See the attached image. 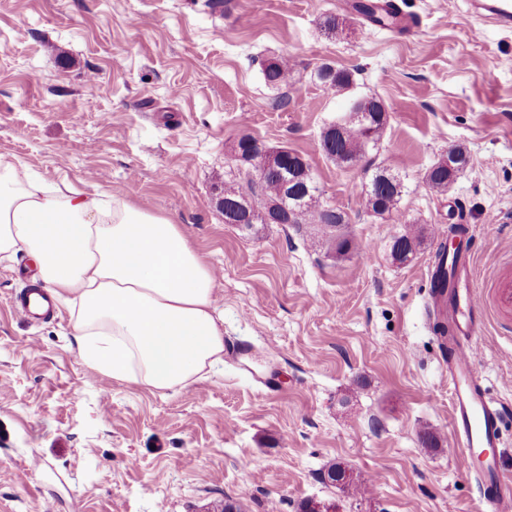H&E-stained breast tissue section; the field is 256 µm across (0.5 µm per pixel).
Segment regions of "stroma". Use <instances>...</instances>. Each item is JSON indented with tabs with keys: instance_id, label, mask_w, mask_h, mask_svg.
Returning a JSON list of instances; mask_svg holds the SVG:
<instances>
[{
	"instance_id": "1",
	"label": "stroma",
	"mask_w": 512,
	"mask_h": 512,
	"mask_svg": "<svg viewBox=\"0 0 512 512\" xmlns=\"http://www.w3.org/2000/svg\"><path fill=\"white\" fill-rule=\"evenodd\" d=\"M398 3L419 18L411 34L336 0H0V158L180 224L218 275L230 350L184 389L112 380L79 358L67 309L35 327L14 314L35 264L0 261V512H486L468 456L449 451L426 272L449 225L475 226L482 280L512 239V31L469 0ZM325 64L349 90L318 80ZM365 95L387 125L337 166L322 132ZM243 134L307 160L358 251L336 257L306 224L225 223ZM453 148L469 167L434 192L425 172ZM378 167L403 184L382 216L361 195ZM407 228L424 238L402 265L391 245ZM478 347L512 475V315L487 312ZM334 464L346 484L324 481ZM317 77L328 88L336 92L347 90L352 85V79L348 72L329 65L322 66L317 72Z\"/></svg>"
}]
</instances>
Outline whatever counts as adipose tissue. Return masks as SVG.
Returning a JSON list of instances; mask_svg holds the SVG:
<instances>
[{
	"instance_id": "ef3b65f1",
	"label": "adipose tissue",
	"mask_w": 512,
	"mask_h": 512,
	"mask_svg": "<svg viewBox=\"0 0 512 512\" xmlns=\"http://www.w3.org/2000/svg\"><path fill=\"white\" fill-rule=\"evenodd\" d=\"M21 253L68 308L92 369L164 393L223 364L213 269L170 218L0 159V260Z\"/></svg>"
}]
</instances>
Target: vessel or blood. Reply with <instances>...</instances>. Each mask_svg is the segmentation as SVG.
Here are the masks:
<instances>
[{
  "label": "vessel or blood",
  "instance_id": "1",
  "mask_svg": "<svg viewBox=\"0 0 512 512\" xmlns=\"http://www.w3.org/2000/svg\"><path fill=\"white\" fill-rule=\"evenodd\" d=\"M477 17L493 19L512 29V0H471ZM430 308L442 347L448 353V383L451 388L450 424L454 448L473 451L499 447L502 439V410L488 395L477 367L476 338L484 324L488 304L512 310V268L491 276L493 302H486L476 286L477 276L469 251L458 250L443 264H432ZM13 311L35 324L52 314L54 302L41 288L16 297ZM479 498L488 512H512V478L506 477L496 456L485 457L476 476Z\"/></svg>",
  "mask_w": 512,
  "mask_h": 512
}]
</instances>
